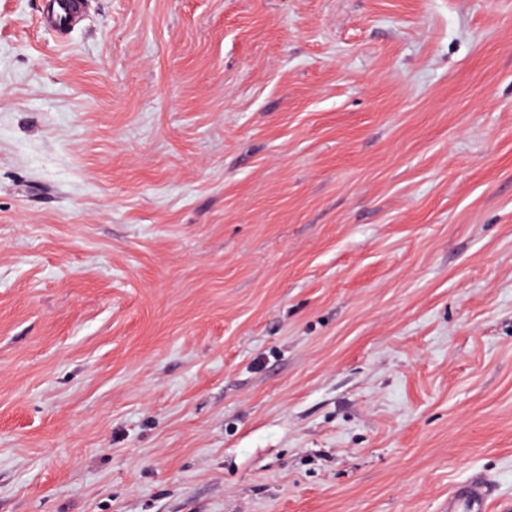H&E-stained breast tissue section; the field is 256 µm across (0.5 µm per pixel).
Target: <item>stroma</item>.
I'll return each instance as SVG.
<instances>
[{"label": "stroma", "mask_w": 512, "mask_h": 512, "mask_svg": "<svg viewBox=\"0 0 512 512\" xmlns=\"http://www.w3.org/2000/svg\"><path fill=\"white\" fill-rule=\"evenodd\" d=\"M0 0V512L512 498V0ZM49 1L51 3V10L43 15V26L55 31L69 28L80 11L81 3L77 0ZM494 494L490 480H467L455 486L448 494L446 512H485L489 498Z\"/></svg>", "instance_id": "obj_1"}]
</instances>
